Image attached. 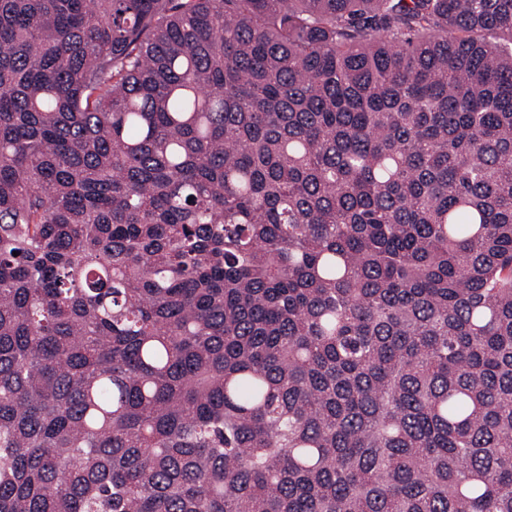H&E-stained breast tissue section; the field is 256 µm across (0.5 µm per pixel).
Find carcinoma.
<instances>
[{
    "mask_svg": "<svg viewBox=\"0 0 512 512\" xmlns=\"http://www.w3.org/2000/svg\"><path fill=\"white\" fill-rule=\"evenodd\" d=\"M0 512H512V0H0Z\"/></svg>",
    "mask_w": 512,
    "mask_h": 512,
    "instance_id": "1",
    "label": "carcinoma"
}]
</instances>
